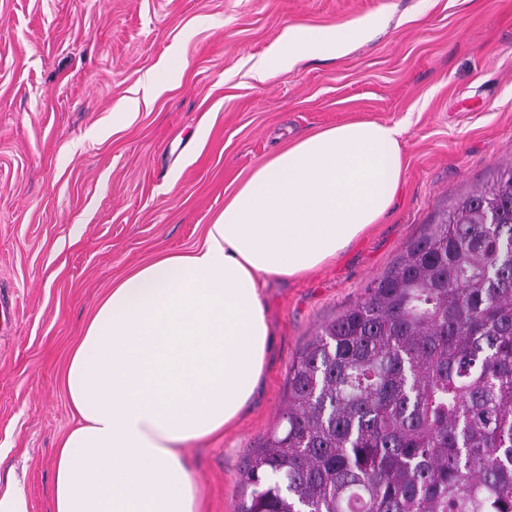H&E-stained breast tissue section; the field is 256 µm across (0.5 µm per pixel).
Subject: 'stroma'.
Here are the masks:
<instances>
[{
    "instance_id": "obj_1",
    "label": "stroma",
    "mask_w": 512,
    "mask_h": 512,
    "mask_svg": "<svg viewBox=\"0 0 512 512\" xmlns=\"http://www.w3.org/2000/svg\"><path fill=\"white\" fill-rule=\"evenodd\" d=\"M375 15L346 55L255 78L288 29ZM357 120L404 126L402 188L336 261L269 280L273 343L253 400L185 450L207 512L249 504L246 468L321 326L512 168V0H0V448L30 512H52L73 424L64 375L101 299L192 252L258 165Z\"/></svg>"
}]
</instances>
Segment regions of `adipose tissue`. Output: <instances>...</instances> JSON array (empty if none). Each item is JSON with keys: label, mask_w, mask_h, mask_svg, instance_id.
Returning <instances> with one entry per match:
<instances>
[{"label": "adipose tissue", "mask_w": 512, "mask_h": 512, "mask_svg": "<svg viewBox=\"0 0 512 512\" xmlns=\"http://www.w3.org/2000/svg\"><path fill=\"white\" fill-rule=\"evenodd\" d=\"M364 33L290 30L265 67ZM402 134L362 120L305 137L254 170L194 252L112 288L66 372L76 424L56 450L53 512H203L183 450L223 433L255 391L272 342L263 289L335 259L390 210Z\"/></svg>", "instance_id": "obj_1"}]
</instances>
